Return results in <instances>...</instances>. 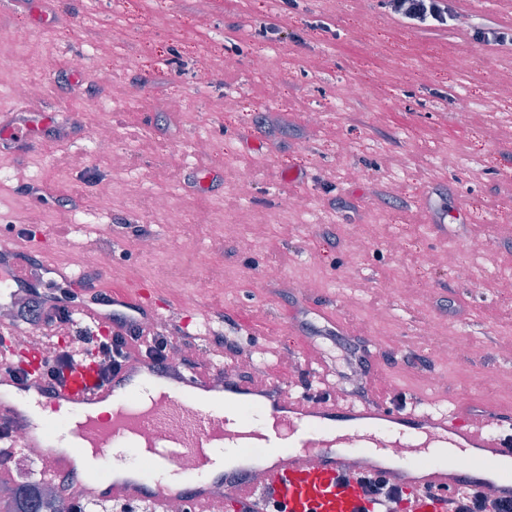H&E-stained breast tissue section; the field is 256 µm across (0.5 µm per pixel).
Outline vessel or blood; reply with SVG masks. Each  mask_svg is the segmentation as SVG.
Segmentation results:
<instances>
[{"label":"vessel or blood","mask_w":512,"mask_h":512,"mask_svg":"<svg viewBox=\"0 0 512 512\" xmlns=\"http://www.w3.org/2000/svg\"><path fill=\"white\" fill-rule=\"evenodd\" d=\"M48 123L24 108L0 115V140L31 146ZM0 277L15 282L28 277L27 266L12 249L0 247ZM112 312L87 303L79 307L82 320L97 334L125 331L133 315H147L145 302L112 293ZM14 332L0 329V388L35 392L38 403L71 414L64 428L72 442L90 448L101 463L111 462L116 450L148 456L155 467L168 470L174 482L153 491L147 483L130 482L113 489L105 475L78 478L73 497L100 504H142L148 512H166L172 497H180L188 512H211L213 506L239 512L250 503L253 512H387L367 501L359 478L365 474L392 477L409 471L403 486L411 496L408 512H452L459 493L479 488L494 498L512 496V477L498 481L480 474L475 462L460 455L440 462L424 459L435 442L473 448L494 461L512 457V425L490 418L471 425L452 408L431 413L404 404L332 398L285 397L280 385L266 389L274 419L266 431L243 427L232 430L223 413L206 409L200 394L214 379L175 366H160L132 356L109 381H102L91 355H78L61 383L44 382L46 357L18 360ZM10 430L0 446L42 447L43 477L53 481L72 471L69 456L48 441L49 428L27 422L13 403L0 399V425ZM274 448V461L255 457L250 469L224 473L215 482L202 477L210 451L223 446ZM357 449V460L346 464L343 449Z\"/></svg>","instance_id":"vessel-or-blood-1"}]
</instances>
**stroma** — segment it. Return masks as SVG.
Instances as JSON below:
<instances>
[{
	"label": "stroma",
	"mask_w": 512,
	"mask_h": 512,
	"mask_svg": "<svg viewBox=\"0 0 512 512\" xmlns=\"http://www.w3.org/2000/svg\"><path fill=\"white\" fill-rule=\"evenodd\" d=\"M442 4L447 25L418 27L385 0H0V23L22 36L0 57V113L21 102L76 117L71 130H43L41 151L0 149V243L23 252L46 236L62 265L80 246L110 251L99 289L144 291L159 331L222 329L285 393L329 386L357 337L373 336L376 391L512 416V98L498 94L512 85V42L478 39L512 34V0ZM108 26L127 41L98 43ZM30 51L43 60L34 76L24 65ZM261 53L278 80L254 70ZM77 56L87 63L80 74L69 67ZM204 58L212 76L203 84ZM100 70L107 82L97 81ZM25 80L33 94L15 96ZM349 85L361 93L348 101ZM458 93L477 111H457ZM97 124L126 153L127 175L80 137ZM201 137L211 152H196ZM244 172L248 202L234 190ZM33 184L46 196L29 193ZM167 190L172 209L154 212L152 194ZM290 194L318 223L279 213ZM83 205L109 207L107 224L81 227ZM188 210L207 211L208 223H182ZM434 212L461 213L462 222L435 236ZM242 213L237 243L223 246L225 217ZM163 233L165 251L126 246ZM360 238L369 242L362 251ZM474 241L485 243L483 255H471ZM202 249L224 252L223 265L195 274ZM270 268L308 281L306 296L266 288ZM432 320L447 358L419 339ZM492 370L503 380L495 390L483 385ZM431 372L441 387L429 385Z\"/></svg>",
	"instance_id": "35a3bbf8"
}]
</instances>
